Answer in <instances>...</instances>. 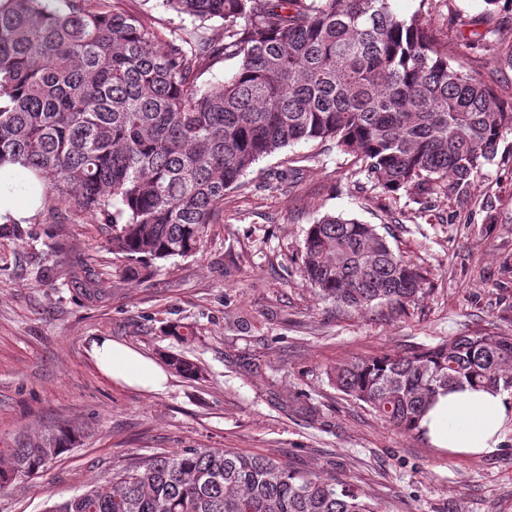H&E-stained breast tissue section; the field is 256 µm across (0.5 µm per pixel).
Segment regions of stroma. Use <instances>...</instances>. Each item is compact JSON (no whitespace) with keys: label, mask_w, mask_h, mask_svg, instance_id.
I'll use <instances>...</instances> for the list:
<instances>
[{"label":"stroma","mask_w":512,"mask_h":512,"mask_svg":"<svg viewBox=\"0 0 512 512\" xmlns=\"http://www.w3.org/2000/svg\"><path fill=\"white\" fill-rule=\"evenodd\" d=\"M434 0L424 19L450 59L512 101V63L469 45ZM332 214L374 225L427 274L406 311L363 313L317 297L299 268L308 228ZM112 227L44 201L0 233V450L26 435L80 429V443L33 479L0 489V512H45L110 479L115 466L186 448H230L334 475L382 512H512V432L482 456L434 447L336 389L337 363L436 346L451 336L512 334V134L462 196L391 198L334 143L301 142L257 162L226 193L200 251L124 276ZM188 325L179 339L172 328ZM109 336L164 362L162 392L115 385L86 353ZM257 373H250L249 364ZM168 366L184 377L191 379H201L204 377V369L193 360L181 354H169L166 357Z\"/></svg>","instance_id":"stroma-1"}]
</instances>
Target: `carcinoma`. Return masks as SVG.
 I'll return each mask as SVG.
<instances>
[{
	"instance_id": "1",
	"label": "carcinoma",
	"mask_w": 512,
	"mask_h": 512,
	"mask_svg": "<svg viewBox=\"0 0 512 512\" xmlns=\"http://www.w3.org/2000/svg\"><path fill=\"white\" fill-rule=\"evenodd\" d=\"M0 0V166L19 163L42 195L112 225L130 279L199 251L224 195L261 158L334 142L388 195H463L512 134V104L454 65L419 15L391 0H160L196 22L159 30L120 0ZM465 21L472 45L500 41L490 6ZM219 19L224 33L206 34ZM219 60L224 83L197 79ZM301 273L324 300L405 309L426 276L371 224L325 215L307 231ZM168 366L204 369L181 354ZM336 388L406 432L440 392L512 390L511 336H453L418 352L337 364ZM80 433L51 429L0 453V488L31 478ZM46 512H379L320 471L232 449L189 448L135 462Z\"/></svg>"
}]
</instances>
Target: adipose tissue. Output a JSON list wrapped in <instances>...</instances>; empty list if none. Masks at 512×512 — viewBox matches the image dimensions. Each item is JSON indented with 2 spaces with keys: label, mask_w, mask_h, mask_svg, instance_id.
<instances>
[{
  "label": "adipose tissue",
  "mask_w": 512,
  "mask_h": 512,
  "mask_svg": "<svg viewBox=\"0 0 512 512\" xmlns=\"http://www.w3.org/2000/svg\"><path fill=\"white\" fill-rule=\"evenodd\" d=\"M41 203L38 184L21 164L0 168V224L25 223ZM87 354L115 383L153 392L166 388L169 375L159 363L112 337L93 338ZM420 428L435 447L470 456L489 453L512 428V391L466 384L438 395Z\"/></svg>",
  "instance_id": "1"
}]
</instances>
